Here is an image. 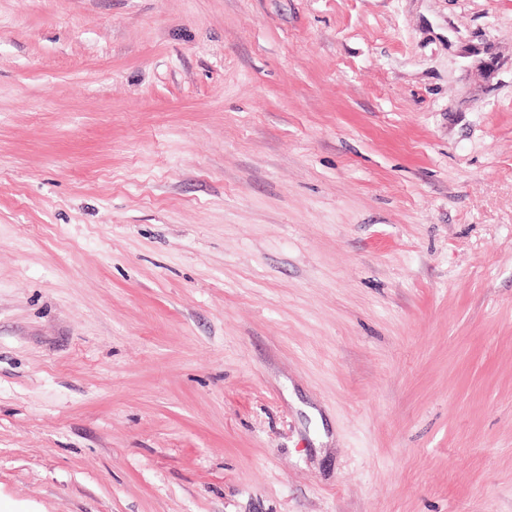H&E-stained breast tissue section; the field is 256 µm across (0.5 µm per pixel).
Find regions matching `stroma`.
I'll return each mask as SVG.
<instances>
[{
  "mask_svg": "<svg viewBox=\"0 0 512 512\" xmlns=\"http://www.w3.org/2000/svg\"><path fill=\"white\" fill-rule=\"evenodd\" d=\"M0 512H512V0H0Z\"/></svg>",
  "mask_w": 512,
  "mask_h": 512,
  "instance_id": "1",
  "label": "stroma"
}]
</instances>
